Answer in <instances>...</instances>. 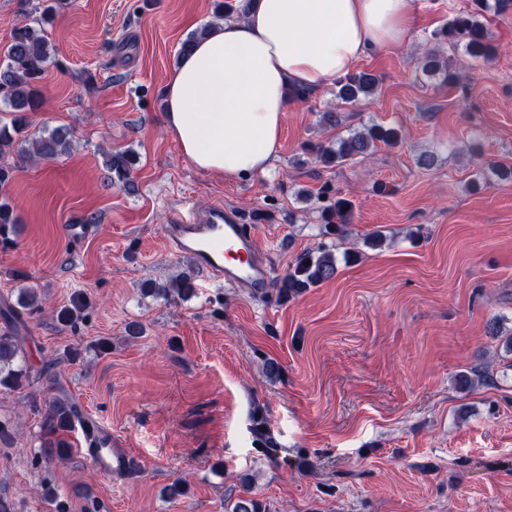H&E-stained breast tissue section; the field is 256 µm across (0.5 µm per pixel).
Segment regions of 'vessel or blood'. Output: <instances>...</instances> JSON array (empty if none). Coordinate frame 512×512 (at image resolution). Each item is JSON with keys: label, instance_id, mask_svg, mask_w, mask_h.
I'll return each mask as SVG.
<instances>
[{"label": "vessel or blood", "instance_id": "b4317fda", "mask_svg": "<svg viewBox=\"0 0 512 512\" xmlns=\"http://www.w3.org/2000/svg\"><path fill=\"white\" fill-rule=\"evenodd\" d=\"M163 239L174 254L191 256L215 287L244 288L263 295L271 286L272 271L264 249L236 211L220 205L200 209L184 204L164 226ZM79 447L95 469L123 471L126 457L114 447L111 430L82 425Z\"/></svg>", "mask_w": 512, "mask_h": 512}]
</instances>
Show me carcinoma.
<instances>
[{"label": "carcinoma", "instance_id": "obj_1", "mask_svg": "<svg viewBox=\"0 0 512 512\" xmlns=\"http://www.w3.org/2000/svg\"><path fill=\"white\" fill-rule=\"evenodd\" d=\"M512 8V0H472V4L458 11L448 23L432 32L435 41L453 49L462 46L473 59L488 62L496 54L490 31L486 25L487 13L503 14ZM57 6L52 0H39L28 11L26 20L16 24L6 47L5 62L0 64V101L5 109L0 111V245L14 243L18 218L8 202L13 184L16 163L31 157L53 158L69 152L72 146L70 131L57 128L38 137L32 135V116L42 105L41 81L46 64L52 56V45L47 37L46 26L53 24ZM424 74L437 78L445 85L456 83L453 61L443 51L433 49L421 61ZM377 76L359 71L352 72L336 81V99L355 103L373 97L379 86ZM402 140L401 129L381 124L367 125L361 129L348 130V134L334 141H308L302 150L314 162L325 167H337L353 160L368 158L382 143L394 146ZM136 157L133 152L111 153L107 156V179L114 187L130 189L131 174ZM318 197L327 204L317 208L320 233L327 241L315 251L300 254L288 266L287 272L277 277L271 291L276 299L286 303L308 289L336 277L338 259L335 240L342 238L347 226L352 223L353 202L336 192L320 191ZM140 293L144 297L162 299L166 302H187L197 296L195 277L182 272L158 283L148 278L141 283ZM85 308L77 300L57 312V320L68 325L76 321ZM11 324L0 330V386L19 390L29 383L30 369L25 362L26 337L21 332L20 313L13 308L4 311ZM82 420L77 404L67 395L58 392L46 403L40 424L39 449L35 460L46 465L69 457L70 443L64 435L73 431L75 422ZM251 433L268 457L276 455L278 442L271 433L268 420L261 408L251 415ZM225 512H269L266 504L254 497L239 496L236 500H224Z\"/></svg>", "mask_w": 512, "mask_h": 512}]
</instances>
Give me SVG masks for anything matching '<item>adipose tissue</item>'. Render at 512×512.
Segmentation results:
<instances>
[{"label": "adipose tissue", "instance_id": "1", "mask_svg": "<svg viewBox=\"0 0 512 512\" xmlns=\"http://www.w3.org/2000/svg\"><path fill=\"white\" fill-rule=\"evenodd\" d=\"M415 11V0H249L243 19L211 22L181 56L163 125L198 171L265 174L292 91L333 85L371 51L410 42Z\"/></svg>", "mask_w": 512, "mask_h": 512}]
</instances>
